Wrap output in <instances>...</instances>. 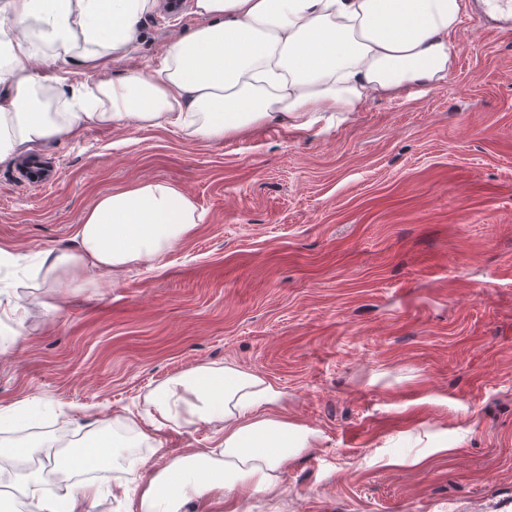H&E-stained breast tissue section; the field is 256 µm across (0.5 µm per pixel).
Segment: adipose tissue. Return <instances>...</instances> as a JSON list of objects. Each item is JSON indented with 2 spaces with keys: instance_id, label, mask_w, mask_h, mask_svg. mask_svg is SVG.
Returning a JSON list of instances; mask_svg holds the SVG:
<instances>
[{
  "instance_id": "ef3b65f1",
  "label": "adipose tissue",
  "mask_w": 512,
  "mask_h": 512,
  "mask_svg": "<svg viewBox=\"0 0 512 512\" xmlns=\"http://www.w3.org/2000/svg\"><path fill=\"white\" fill-rule=\"evenodd\" d=\"M153 7L154 0H0V159L87 123L171 126L220 141L269 123L306 128L327 114L347 118L371 97L444 80L464 3L195 0L203 25L168 47L156 73L102 80L90 103L67 77L47 73L59 59L93 67L122 58ZM200 220L192 199L160 180L103 193L77 227L76 248L39 253L31 277L53 293L82 287L90 272L118 275L174 250ZM282 400L281 390L248 370L203 363L148 392L150 429L133 414H116L111 435L64 461L58 434L0 442V473L25 469L33 483L52 481L55 495L37 498L32 512H91L101 490L77 475L108 463L130 475L112 489L126 512H183L188 501L220 503L233 490L276 498L282 468L315 438L279 413ZM199 425L221 432L217 447L173 455L155 436ZM142 446L163 461L146 481L139 477L146 458L124 455Z\"/></svg>"
}]
</instances>
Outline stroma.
<instances>
[{
	"label": "stroma",
	"mask_w": 512,
	"mask_h": 512,
	"mask_svg": "<svg viewBox=\"0 0 512 512\" xmlns=\"http://www.w3.org/2000/svg\"><path fill=\"white\" fill-rule=\"evenodd\" d=\"M450 37L447 78L376 96L305 130L271 123L205 141L172 127L88 124L0 160V278L72 248L107 191L163 180L202 215L173 251L116 278L93 273L58 308L29 306L0 354V411L52 408L48 432L111 431L115 412L204 362L232 363L285 395L317 434L280 474L284 495L184 512H512V31ZM203 19L143 16L128 54L72 83L159 68ZM40 159L47 180L19 165ZM179 454L210 426L164 428Z\"/></svg>",
	"instance_id": "stroma-1"
}]
</instances>
